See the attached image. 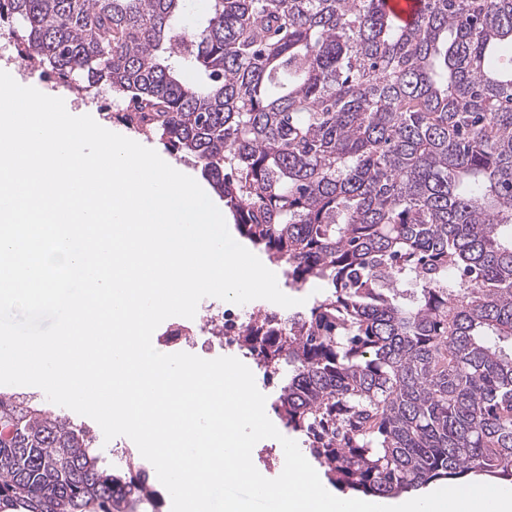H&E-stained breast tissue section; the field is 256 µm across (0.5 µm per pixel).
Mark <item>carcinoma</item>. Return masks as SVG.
<instances>
[{"label": "carcinoma", "instance_id": "1", "mask_svg": "<svg viewBox=\"0 0 512 512\" xmlns=\"http://www.w3.org/2000/svg\"><path fill=\"white\" fill-rule=\"evenodd\" d=\"M184 2L0 0V28L201 167L289 287L328 286L249 341L333 483L511 481L512 0H425L408 25L383 0H212L191 34ZM49 413L0 394V512H160Z\"/></svg>", "mask_w": 512, "mask_h": 512}]
</instances>
